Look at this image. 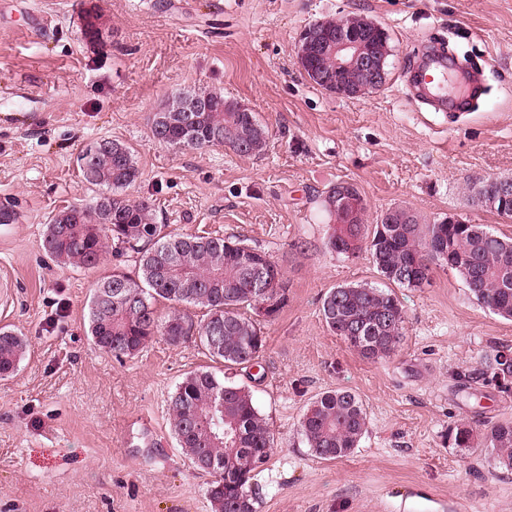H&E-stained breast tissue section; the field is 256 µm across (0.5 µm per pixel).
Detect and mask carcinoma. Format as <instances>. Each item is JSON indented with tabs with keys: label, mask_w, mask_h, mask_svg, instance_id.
<instances>
[{
	"label": "carcinoma",
	"mask_w": 512,
	"mask_h": 512,
	"mask_svg": "<svg viewBox=\"0 0 512 512\" xmlns=\"http://www.w3.org/2000/svg\"><path fill=\"white\" fill-rule=\"evenodd\" d=\"M296 57L304 75L328 73L329 58L312 55L309 43L299 40ZM211 102L204 112H187L186 97ZM238 101L217 91H177L155 113L153 139L164 144L202 150L225 146L241 156L265 151L269 132L255 113L237 111ZM86 183L106 189L89 206L60 211L47 226L45 253L57 264L81 269L97 267L107 243L116 252L136 254V275L121 271L94 284L89 304V333L96 348L117 359L139 353L155 336L179 344L199 336L211 360L224 369L247 368L257 362L266 345L263 320L254 303L275 278L279 264L266 252L240 239L188 235L166 231L154 220L152 203L131 201L121 191L134 183L139 171L127 145L102 139L80 155ZM475 197L480 206L512 220L492 191L482 185ZM336 223L325 248L346 258L368 255L385 287L345 284L329 289L321 314L329 330L365 359L391 357L405 339L406 314L394 288H422L435 269L455 273L469 296L482 308L512 321V241L487 224H469L457 216L429 224L409 209L386 210L374 224ZM195 307L200 323L181 313L161 318L155 302ZM17 333L0 332V375L12 373L26 354ZM494 377L512 376V355L494 356ZM172 431L192 463L217 460L223 476L208 489L211 512H257L255 477L269 464L275 438L258 410L249 388L208 369L189 373L170 396ZM368 414L353 391L336 388L320 393L299 421V431L312 455L324 461L349 456L368 430ZM454 445L471 448L476 435L465 423L453 429ZM493 449L495 467L512 471V421L495 424L485 437Z\"/></svg>",
	"instance_id": "obj_1"
}]
</instances>
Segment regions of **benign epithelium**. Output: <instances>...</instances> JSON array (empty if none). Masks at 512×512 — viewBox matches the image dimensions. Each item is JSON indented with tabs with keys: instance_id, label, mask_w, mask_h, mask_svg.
Here are the masks:
<instances>
[{
	"instance_id": "7a95c632",
	"label": "benign epithelium",
	"mask_w": 512,
	"mask_h": 512,
	"mask_svg": "<svg viewBox=\"0 0 512 512\" xmlns=\"http://www.w3.org/2000/svg\"><path fill=\"white\" fill-rule=\"evenodd\" d=\"M381 30L379 24L367 20L338 22L334 42L329 47L323 46V51L331 59L336 74L356 67L362 76L361 83L356 86H345L339 81L336 82L338 93L356 97L376 91L386 84L388 51L372 44L373 37ZM324 199L330 207L345 213L349 222L353 221L362 208L361 200L346 184L325 194Z\"/></svg>"
}]
</instances>
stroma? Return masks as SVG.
Segmentation results:
<instances>
[{
	"label": "stroma",
	"instance_id": "obj_1",
	"mask_svg": "<svg viewBox=\"0 0 512 512\" xmlns=\"http://www.w3.org/2000/svg\"><path fill=\"white\" fill-rule=\"evenodd\" d=\"M89 12L96 43L81 34ZM351 16L386 29L393 50L387 84L356 98L311 84L295 55L309 24ZM430 40L479 71L473 108L434 112L412 98L406 80ZM194 89L249 104L269 129L266 151L153 141L155 113ZM104 138L134 150L139 177L124 194L151 201L157 223L237 237L282 268L288 301L265 327L262 367L235 376L276 441L255 484L259 512H512V472L485 445L450 439L460 423L480 436L512 420V378L488 370L512 351V322L440 269L399 290L405 340L391 358H362L320 312L330 288L380 282L367 257L324 249L321 196L338 182L365 196L369 224L401 206L512 239V222L472 200L482 182L512 177V0H0V213L13 215L0 223V329L27 342L0 377V512H211V477L178 448L169 415L176 386L209 356L161 336L120 360L95 350L94 283L133 271V254L87 271L42 248L57 213L99 196L79 156ZM336 388L361 397L369 430L348 457L322 461L298 426Z\"/></svg>",
	"mask_w": 512,
	"mask_h": 512
}]
</instances>
